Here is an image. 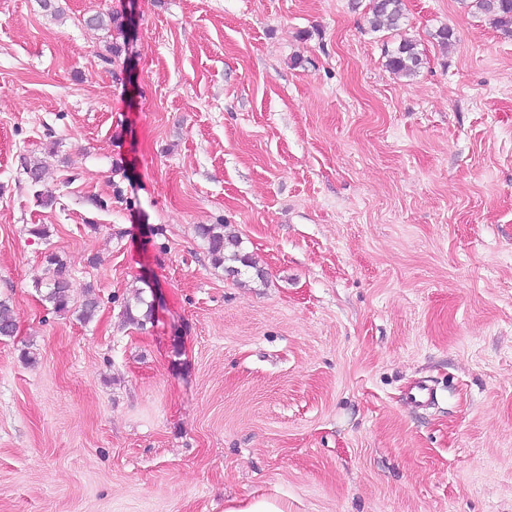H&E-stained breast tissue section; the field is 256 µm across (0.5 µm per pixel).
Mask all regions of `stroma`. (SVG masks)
Instances as JSON below:
<instances>
[{"label": "stroma", "instance_id": "obj_1", "mask_svg": "<svg viewBox=\"0 0 512 512\" xmlns=\"http://www.w3.org/2000/svg\"><path fill=\"white\" fill-rule=\"evenodd\" d=\"M59 4L0 0V512H512V36L459 0L399 36L367 0ZM386 65L399 75L411 78L417 75L423 64V53L411 40L401 39L389 49H385ZM225 225L216 224L201 226L197 233L207 242L208 251L215 264H224L226 261L239 262L244 267H252L250 257L240 252V240L237 236L226 233ZM50 265L58 266L54 271L53 278L49 284L48 291L43 296L44 300L50 303L57 311H66L71 303L70 281L63 276L62 264L55 258L49 259ZM225 512H288V506L275 499L260 498L251 501H233Z\"/></svg>", "mask_w": 512, "mask_h": 512}]
</instances>
